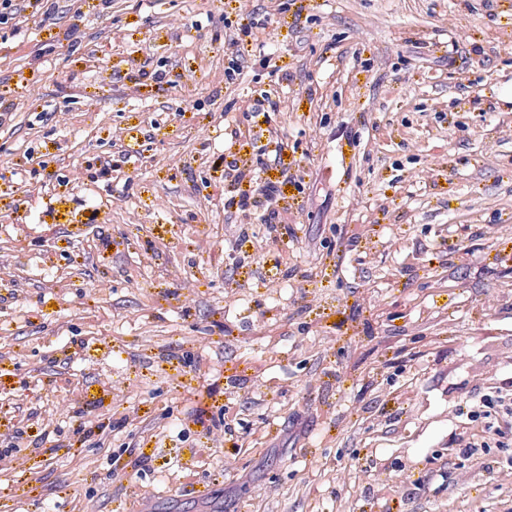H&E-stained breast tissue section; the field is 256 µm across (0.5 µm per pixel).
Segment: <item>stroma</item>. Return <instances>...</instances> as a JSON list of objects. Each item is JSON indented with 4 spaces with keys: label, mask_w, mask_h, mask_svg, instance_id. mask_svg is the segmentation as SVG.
<instances>
[{
    "label": "stroma",
    "mask_w": 512,
    "mask_h": 512,
    "mask_svg": "<svg viewBox=\"0 0 512 512\" xmlns=\"http://www.w3.org/2000/svg\"><path fill=\"white\" fill-rule=\"evenodd\" d=\"M54 3L0 27V512H512L457 412L512 387V0ZM271 126L288 240L225 205Z\"/></svg>",
    "instance_id": "obj_1"
}]
</instances>
